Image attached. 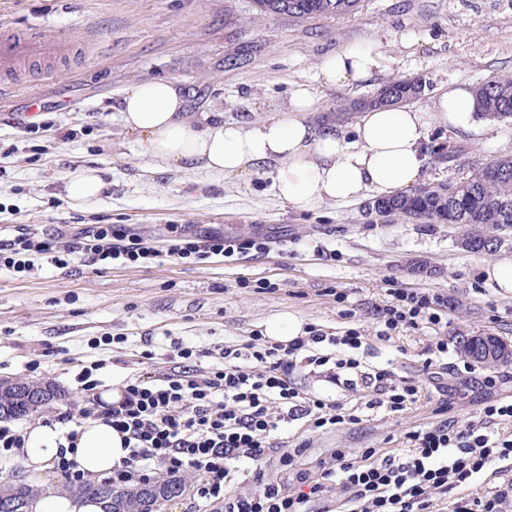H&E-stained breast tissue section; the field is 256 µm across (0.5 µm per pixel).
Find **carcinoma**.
Listing matches in <instances>:
<instances>
[{
  "instance_id": "cac0c4a2",
  "label": "carcinoma",
  "mask_w": 512,
  "mask_h": 512,
  "mask_svg": "<svg viewBox=\"0 0 512 512\" xmlns=\"http://www.w3.org/2000/svg\"><path fill=\"white\" fill-rule=\"evenodd\" d=\"M360 0H255L264 15H288L292 18L342 16L355 11ZM427 83L394 78L375 94L350 104L352 112L375 107H401L419 100ZM480 110L493 119L512 118V78L487 82L476 89ZM385 207L390 219L448 224L463 230L462 236L478 240L474 253H491L504 243L503 235L512 232V156L493 160L470 176L451 183H430L422 196L397 193L376 198L368 210ZM45 389L33 386L4 387L0 393V411L12 417L29 415L42 405ZM91 499L109 501L108 512H140L144 487L115 489L109 482L91 483L81 488ZM33 487L26 483L16 489L9 484L0 492V512H29Z\"/></svg>"
}]
</instances>
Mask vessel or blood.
<instances>
[{
	"mask_svg": "<svg viewBox=\"0 0 512 512\" xmlns=\"http://www.w3.org/2000/svg\"><path fill=\"white\" fill-rule=\"evenodd\" d=\"M76 53L73 44L47 26L18 29L0 23V96L12 93L26 68H40L48 76L52 65L67 63Z\"/></svg>",
	"mask_w": 512,
	"mask_h": 512,
	"instance_id": "obj_1",
	"label": "vessel or blood"
}]
</instances>
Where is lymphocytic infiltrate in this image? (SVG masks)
<instances>
[{
  "instance_id": "f902f5d3",
  "label": "lymphocytic infiltrate",
  "mask_w": 512,
  "mask_h": 512,
  "mask_svg": "<svg viewBox=\"0 0 512 512\" xmlns=\"http://www.w3.org/2000/svg\"><path fill=\"white\" fill-rule=\"evenodd\" d=\"M263 241L237 240L218 231L168 238L167 254L175 259H206L264 249ZM154 249L125 226L101 224L74 238L39 236L21 229L0 240V263L24 272L40 255L57 267L72 260L108 266L118 261L134 264L153 257ZM371 314L375 337L393 342L407 332L441 328L448 324V298L427 289H392L389 301ZM360 327L328 332L308 324L288 343L261 342L259 335L224 348V363L203 374L177 371L160 382L141 378L126 381L118 405L93 404L82 409L79 422L103 421L125 436L126 460L112 473L115 487L143 482L147 471L163 469L177 478L200 474V498L220 499L224 512H308L330 485L344 492L346 512H433L435 503L449 504V512H503L512 502V479L478 495H461L475 477L492 466L512 463V401L490 404L465 425L440 422L405 435L398 455L378 457L375 449L352 452L336 449L318 463L320 476L311 481L298 476V486L255 474L248 494L227 493L241 464L265 462L276 451L274 434L280 422L307 419L311 431L325 432L343 424L360 423L356 408L308 397L295 382L298 371L317 370L327 382L368 394L367 409L383 408L399 414L432 395L447 396L441 383L448 339L428 337L424 347L427 382L363 364ZM309 448L308 442L277 450L285 465Z\"/></svg>"
}]
</instances>
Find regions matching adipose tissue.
I'll return each mask as SVG.
<instances>
[{"label": "adipose tissue", "mask_w": 512, "mask_h": 512, "mask_svg": "<svg viewBox=\"0 0 512 512\" xmlns=\"http://www.w3.org/2000/svg\"><path fill=\"white\" fill-rule=\"evenodd\" d=\"M383 61L376 47L355 45L325 56L318 77L329 84H363L381 71ZM184 105L174 82L143 81L125 91L122 121L139 137L146 155L169 169L199 166L240 177L251 174L257 164L276 163L277 194L300 212L416 185L426 163L423 144L432 127L473 139L488 132L476 91L468 84L438 92L424 108L367 110L349 135L304 120V113L314 109L313 96L304 86L293 92L285 110L257 123L217 117L200 127L186 115ZM62 441L57 426L31 425L20 453L24 466L44 472ZM127 455L123 434L111 426L90 421L79 428L73 455L78 470L102 476L118 468Z\"/></svg>", "instance_id": "adipose-tissue-1"}]
</instances>
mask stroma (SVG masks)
I'll use <instances>...</instances> for the list:
<instances>
[{
    "label": "stroma",
    "instance_id": "stroma-1",
    "mask_svg": "<svg viewBox=\"0 0 512 512\" xmlns=\"http://www.w3.org/2000/svg\"><path fill=\"white\" fill-rule=\"evenodd\" d=\"M49 25L81 51L47 80L30 72L0 100V239L31 228L75 235L119 224L164 247L168 228L195 234L272 237L266 251L232 257L174 260L165 256L98 272L77 263L60 269L36 261L28 272L0 266V380L57 387V397L12 426L57 421L86 403L77 375L92 367L99 391L142 376L157 379L182 366L175 343L201 350L200 370L221 365L225 345L244 343L276 316L293 314L327 331L350 322L354 309L370 339L367 362L393 364L402 376L425 379V337L405 333L393 343L373 338L372 305L390 285L428 288L448 297V361L459 364L461 337L512 341V294L485 286L488 253L458 245L445 224L386 220L363 202L328 203L294 211L273 188L274 169L246 177L203 170L163 171L124 126V92L149 79L180 87L194 119L218 112L228 121L268 119L287 107L296 85L315 102L310 120L351 132L360 115L352 99L397 77H420L426 97L455 83L478 85L512 76V0H362L348 16L296 20L257 16L253 0H0V21ZM356 44L375 45L386 67L367 85H329L317 77L322 58ZM485 139L431 129L422 180H458L512 155V119L494 120ZM76 168L102 170L110 187L99 200L76 204L63 178ZM426 263L428 275L413 265ZM268 289H260V282ZM348 295L336 302V292ZM495 376L487 385L485 376ZM448 404L418 403L398 415L367 410L358 424L310 432L306 420L282 422L288 445L309 441L295 470L271 454L266 478L291 483L296 470L318 477V461L339 448L388 454L407 432L479 417L491 401L512 400V364H476L448 374Z\"/></svg>",
    "mask_w": 512,
    "mask_h": 512
}]
</instances>
